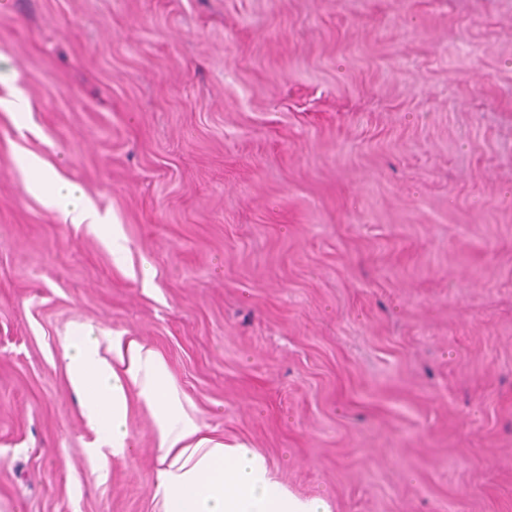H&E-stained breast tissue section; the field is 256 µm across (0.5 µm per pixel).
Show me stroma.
Instances as JSON below:
<instances>
[{
	"instance_id": "stroma-1",
	"label": "stroma",
	"mask_w": 512,
	"mask_h": 512,
	"mask_svg": "<svg viewBox=\"0 0 512 512\" xmlns=\"http://www.w3.org/2000/svg\"><path fill=\"white\" fill-rule=\"evenodd\" d=\"M77 324L329 512H512V0H0V512H163L137 392L90 452ZM26 165L32 174L31 180L27 182L28 190L38 195L46 207L57 211L64 224H86L91 231L107 240L115 253L122 252V243L119 237L108 229L106 217L89 205L77 183L62 182L56 173L37 157H29ZM64 198L67 202L63 201Z\"/></svg>"
}]
</instances>
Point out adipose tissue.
Here are the masks:
<instances>
[{
    "mask_svg": "<svg viewBox=\"0 0 512 512\" xmlns=\"http://www.w3.org/2000/svg\"><path fill=\"white\" fill-rule=\"evenodd\" d=\"M30 192L57 211L63 223L84 224L122 252L106 217L86 201L79 185L60 180L36 157L28 158ZM103 356L90 328L73 331L62 346L68 381L86 398L84 414L102 446L113 454L130 450L127 390L137 389L151 407L157 427V490L165 512H327L322 500L292 495L274 477L264 456L244 445L202 447L199 428L181 412L180 399L164 360L131 336L111 338Z\"/></svg>",
    "mask_w": 512,
    "mask_h": 512,
    "instance_id": "ef3b65f1",
    "label": "adipose tissue"
}]
</instances>
